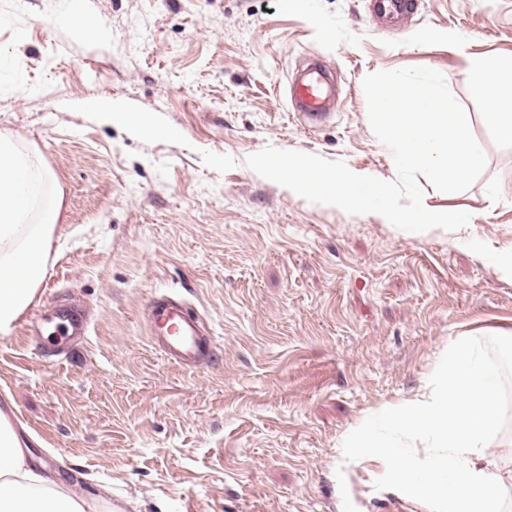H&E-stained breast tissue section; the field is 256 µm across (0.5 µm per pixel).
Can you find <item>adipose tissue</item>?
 <instances>
[{
  "instance_id": "ef3b65f1",
  "label": "adipose tissue",
  "mask_w": 512,
  "mask_h": 512,
  "mask_svg": "<svg viewBox=\"0 0 512 512\" xmlns=\"http://www.w3.org/2000/svg\"><path fill=\"white\" fill-rule=\"evenodd\" d=\"M492 62L475 63L469 83L488 103V116L501 135L512 138V79ZM48 176L34 155L17 152L0 135V338L35 301L47 272V257L62 199L48 194ZM438 384L422 401L403 409L381 407L364 418L355 442L359 454L385 462L389 445L381 428L427 433L440 448L432 466L401 465L389 477L411 497L432 501L436 512H507L502 458L489 443L501 421L495 371L483 365L460 339L448 348ZM26 442L0 414V512H99L77 497L66 481L37 473L27 461Z\"/></svg>"
}]
</instances>
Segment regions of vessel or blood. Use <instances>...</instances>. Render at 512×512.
<instances>
[{
  "instance_id": "vessel-or-blood-1",
  "label": "vessel or blood",
  "mask_w": 512,
  "mask_h": 512,
  "mask_svg": "<svg viewBox=\"0 0 512 512\" xmlns=\"http://www.w3.org/2000/svg\"><path fill=\"white\" fill-rule=\"evenodd\" d=\"M416 8L417 0H370L368 5L373 18L387 23L403 21ZM288 94L294 110L310 123L318 124L327 118L332 88L329 74L320 63H311L295 76L288 86ZM146 315L151 341L168 359L197 369L204 368L211 360L206 327L182 299L157 294L149 300ZM52 321L75 336L88 330L85 317L72 306L55 307Z\"/></svg>"
}]
</instances>
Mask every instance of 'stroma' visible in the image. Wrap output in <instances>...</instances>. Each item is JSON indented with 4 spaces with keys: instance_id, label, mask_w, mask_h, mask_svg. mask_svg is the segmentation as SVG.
<instances>
[{
    "instance_id": "1",
    "label": "stroma",
    "mask_w": 512,
    "mask_h": 512,
    "mask_svg": "<svg viewBox=\"0 0 512 512\" xmlns=\"http://www.w3.org/2000/svg\"><path fill=\"white\" fill-rule=\"evenodd\" d=\"M418 2L395 27L367 0H0V133L63 196L39 294L0 339L36 467L104 512H433L350 443L370 410L426 393L459 338L497 371L490 446L512 455V140L466 80L512 64V0ZM315 59L336 101L310 127L288 82ZM405 67L440 72L482 144L469 189L423 186L466 227L407 232L245 165L270 145L395 179L362 80ZM112 105L143 128L109 122ZM170 290L206 319L209 368L153 348L145 309ZM52 304L80 306L88 336L38 334ZM386 436L394 463L430 465L427 434Z\"/></svg>"
}]
</instances>
